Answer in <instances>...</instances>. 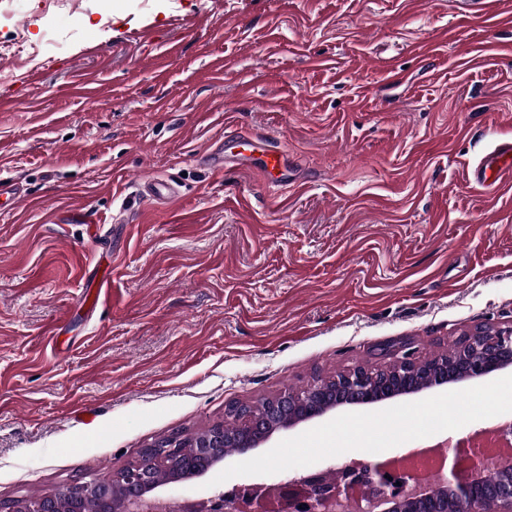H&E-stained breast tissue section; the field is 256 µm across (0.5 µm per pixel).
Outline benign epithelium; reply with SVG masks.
<instances>
[{"label":"benign epithelium","mask_w":512,"mask_h":512,"mask_svg":"<svg viewBox=\"0 0 512 512\" xmlns=\"http://www.w3.org/2000/svg\"><path fill=\"white\" fill-rule=\"evenodd\" d=\"M395 361L386 370L387 378L380 389H374L375 373L355 367L342 374L335 387L324 381L294 392L285 390L266 404L260 414L245 413L238 419L239 428L248 430L252 439L245 443L247 455L267 442L280 430L326 415L347 406L374 404L410 395L406 387L410 374L428 364L406 349L395 351ZM512 365V328L493 330L479 328L468 335L448 363L438 369L432 386L483 378ZM182 434L174 433L155 440L145 449V460L112 476H94L66 486L63 490L31 500L0 502V512H74L75 498L95 499L100 512H136L153 499H161L162 484L155 469L179 457ZM224 426L216 425L200 437L196 452L183 460L198 478L224 462ZM275 499L262 492V485H240L224 493H212L206 512H331L360 495L366 506L361 512H447L448 498L468 506L467 512H512V457L491 469L473 463L454 468L452 478L432 485L410 468L396 467L395 460L360 462L341 467L336 477L318 472L297 480L274 485ZM268 503L263 511L255 504Z\"/></svg>","instance_id":"benign-epithelium-1"}]
</instances>
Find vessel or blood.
<instances>
[{
  "instance_id": "vessel-or-blood-1",
  "label": "vessel or blood",
  "mask_w": 512,
  "mask_h": 512,
  "mask_svg": "<svg viewBox=\"0 0 512 512\" xmlns=\"http://www.w3.org/2000/svg\"><path fill=\"white\" fill-rule=\"evenodd\" d=\"M239 146L235 152H220L212 157L215 171L227 168L253 170L265 175L272 185L287 183L291 172L287 157L261 134L237 137ZM475 183L485 187L508 186L512 184V144L498 145L487 154L473 171Z\"/></svg>"
}]
</instances>
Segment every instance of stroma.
I'll use <instances>...</instances> for the list:
<instances>
[{"instance_id":"1","label":"stroma","mask_w":512,"mask_h":512,"mask_svg":"<svg viewBox=\"0 0 512 512\" xmlns=\"http://www.w3.org/2000/svg\"><path fill=\"white\" fill-rule=\"evenodd\" d=\"M0 0V502L111 476L390 346L512 326V0ZM69 34L65 51L43 32ZM300 179L201 161L227 127ZM173 203L142 200L150 178ZM108 291L96 293L103 278ZM512 420V368L277 431L165 493L203 499ZM383 435L359 447L357 426ZM512 144L498 145L474 168L473 181L485 187L511 186Z\"/></svg>"}]
</instances>
